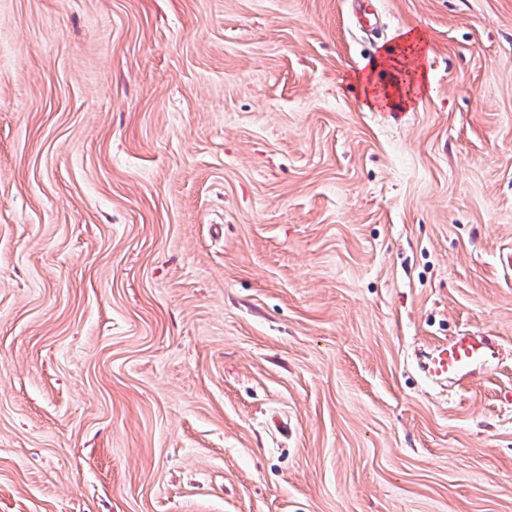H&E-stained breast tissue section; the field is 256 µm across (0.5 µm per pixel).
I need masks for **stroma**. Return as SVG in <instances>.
I'll use <instances>...</instances> for the list:
<instances>
[{"instance_id": "obj_1", "label": "stroma", "mask_w": 512, "mask_h": 512, "mask_svg": "<svg viewBox=\"0 0 512 512\" xmlns=\"http://www.w3.org/2000/svg\"><path fill=\"white\" fill-rule=\"evenodd\" d=\"M371 2L0 0V512H512V0ZM399 42L403 48V57L414 64L417 82L425 86L430 81V77L420 64L426 44L424 35L418 30L405 28L399 34ZM400 100L398 87L391 84L390 86H381L371 84L368 90L367 105L377 109H389ZM493 357L482 336L462 333L421 352L419 368L431 381L463 384Z\"/></svg>"}]
</instances>
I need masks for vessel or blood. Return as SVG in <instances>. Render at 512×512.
<instances>
[{
	"instance_id": "1",
	"label": "vessel or blood",
	"mask_w": 512,
	"mask_h": 512,
	"mask_svg": "<svg viewBox=\"0 0 512 512\" xmlns=\"http://www.w3.org/2000/svg\"><path fill=\"white\" fill-rule=\"evenodd\" d=\"M493 356L485 339L463 333L424 350L419 368L432 381L464 383Z\"/></svg>"
}]
</instances>
